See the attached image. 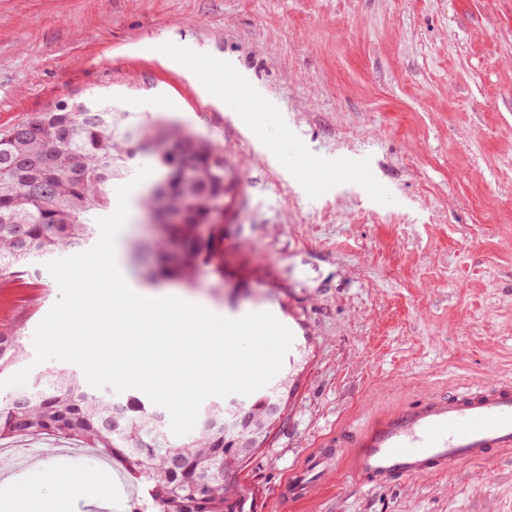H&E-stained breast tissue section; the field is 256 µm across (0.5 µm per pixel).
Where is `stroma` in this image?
I'll return each instance as SVG.
<instances>
[{
	"mask_svg": "<svg viewBox=\"0 0 512 512\" xmlns=\"http://www.w3.org/2000/svg\"><path fill=\"white\" fill-rule=\"evenodd\" d=\"M167 118L224 149V285L182 291L216 315L271 313L292 334L288 409L239 476L253 512H512V450L374 488L347 470L301 503L289 470L343 427L437 393L512 382V0H0V133L75 99ZM130 193L118 238L131 281L154 264ZM48 270L0 287L32 376ZM0 441V512H84L142 495L98 452ZM81 480L58 496L47 474ZM28 490L17 497L16 485Z\"/></svg>",
	"mask_w": 512,
	"mask_h": 512,
	"instance_id": "1",
	"label": "stroma"
}]
</instances>
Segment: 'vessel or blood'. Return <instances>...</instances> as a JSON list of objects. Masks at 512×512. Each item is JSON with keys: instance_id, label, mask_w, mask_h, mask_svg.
<instances>
[{"instance_id": "vessel-or-blood-1", "label": "vessel or blood", "mask_w": 512, "mask_h": 512, "mask_svg": "<svg viewBox=\"0 0 512 512\" xmlns=\"http://www.w3.org/2000/svg\"><path fill=\"white\" fill-rule=\"evenodd\" d=\"M495 449H512V382L430 397L383 413L359 432L337 434L291 471L276 497L301 500L341 468L377 487L446 474L462 463L488 460Z\"/></svg>"}]
</instances>
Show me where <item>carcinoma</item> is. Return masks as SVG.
<instances>
[{
  "mask_svg": "<svg viewBox=\"0 0 512 512\" xmlns=\"http://www.w3.org/2000/svg\"><path fill=\"white\" fill-rule=\"evenodd\" d=\"M74 112L62 104L0 134V283L32 278L38 261L89 244L90 215L110 204L112 179L129 169L136 155L162 170L147 204L163 201L186 212V223L170 224L156 240L157 252L181 246L176 265L160 264L159 277L176 275L191 284L198 268H208L224 287V149L202 136L163 124L116 134L122 116L103 101L85 100ZM192 172V179L180 176ZM24 346L13 330L0 331V375L22 359ZM289 375L245 397L257 419L272 404L285 408ZM52 435L97 448L119 463L127 480L145 491L146 512H247L233 474L247 459L236 438L224 433V406H210L195 434L172 441L162 413L135 396L113 422V402L87 390L66 369L49 372L31 388L0 406V441ZM208 487L199 492V480Z\"/></svg>",
  "mask_w": 512,
  "mask_h": 512,
  "instance_id": "1",
  "label": "carcinoma"
}]
</instances>
